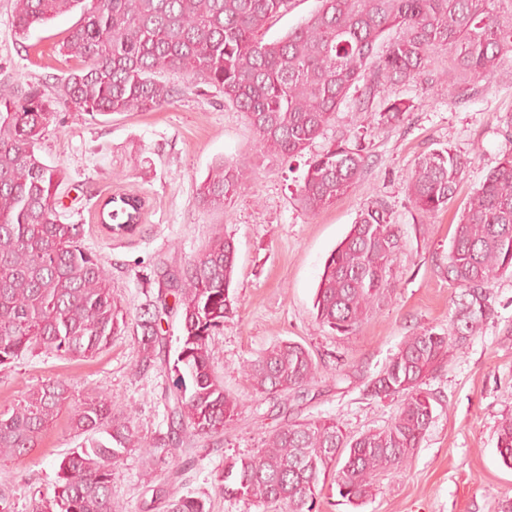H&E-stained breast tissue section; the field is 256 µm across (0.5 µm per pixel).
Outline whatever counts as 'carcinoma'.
Wrapping results in <instances>:
<instances>
[{
	"label": "carcinoma",
	"mask_w": 512,
	"mask_h": 512,
	"mask_svg": "<svg viewBox=\"0 0 512 512\" xmlns=\"http://www.w3.org/2000/svg\"><path fill=\"white\" fill-rule=\"evenodd\" d=\"M289 0H14L13 28L24 40L31 28L80 10L60 50L74 61L56 80L53 96L38 84L0 80V366L27 353L87 357L126 331L118 301L100 259L79 243L80 225L56 210L60 169L37 150L53 105L72 112H151L171 104L175 90L157 79L178 71L218 88L224 103L243 113L258 147L284 159L306 148L330 126L349 90L365 80L357 109L387 85L417 80L432 54H448L438 79L453 96L463 83L494 76L512 57V0H319L318 8L283 37L264 41L262 30ZM395 30L385 53L378 39ZM365 158L345 143L332 145L308 164L300 201L319 210L359 179ZM466 161L450 148L418 159L407 179L419 210L433 216L448 208L464 178ZM248 171L222 160L196 193L204 207L222 208L246 184ZM100 221L132 234L142 199L106 201ZM403 247L399 225L384 204L363 210L330 253L317 288L316 318L332 330L352 331L370 310L390 298L391 270ZM235 246L211 239L163 292L143 304L135 336L140 365L150 366L162 343V315L180 317L182 343L167 394L170 429L184 437L169 443L167 476L154 471L144 484L166 512H208L201 497L179 494L178 461L197 436L224 433L244 403L215 375L209 338L236 310L231 293ZM512 274V157L491 171L466 202L451 237L443 273L461 290L456 319L443 333L408 336L366 386L373 398H401L398 412L379 431L347 437L333 419L294 421L270 431L264 448L224 463V494L246 498L272 512H315L319 485L331 477L338 495L360 506L373 496L377 477L398 472L413 456L433 421L434 396L426 380L482 329L491 314L487 286ZM267 395L301 392L318 375L310 352L280 342L243 367ZM68 399V385L53 380L0 409V455L21 457L34 448ZM89 444L59 463L53 495L36 512H113L112 466L131 448L152 457L157 441L142 445L128 413L96 395L74 413ZM105 438L98 439L96 435ZM498 452L512 469V418L499 425Z\"/></svg>",
	"instance_id": "cac0c4a2"
}]
</instances>
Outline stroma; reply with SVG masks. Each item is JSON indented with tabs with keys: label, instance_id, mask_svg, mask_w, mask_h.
Returning a JSON list of instances; mask_svg holds the SVG:
<instances>
[{
	"label": "stroma",
	"instance_id": "35a3bbf8",
	"mask_svg": "<svg viewBox=\"0 0 512 512\" xmlns=\"http://www.w3.org/2000/svg\"><path fill=\"white\" fill-rule=\"evenodd\" d=\"M12 10V0H0V72L52 87L71 66L58 42L76 14L31 31L23 43L14 34ZM162 80L178 96L160 110L90 115L56 107L38 154L63 172L58 211L65 223L80 225L82 247L105 265L127 323L156 297L166 273L182 272L212 237L234 241L237 311L211 338L212 366L245 408L223 435L196 439L183 458L180 491L206 499L211 512H263L250 500L225 497L226 459L257 454L269 431L294 420L333 419L352 437L384 428L399 402L367 396L366 384L406 336L447 331L459 291L441 269L458 215L472 190L512 152L504 135L512 120V61L458 97L420 79L386 87L361 112L355 101L362 90L351 88L325 134L289 162L260 151L244 115L225 105L216 88L188 83L178 72ZM393 101L410 109L400 121L383 122L381 113ZM339 141L360 147L363 173L332 204L307 211L297 192L307 160ZM444 147L468 167L447 211L430 218L415 207L406 179L419 158ZM223 158L247 168L251 178L224 208L202 207L197 189ZM118 193L146 201L135 234L113 235L98 222L101 203ZM378 201L403 237L394 290L388 303L343 335L317 321L316 288L328 255L361 211ZM487 293L491 318L426 381L434 421L409 463L381 475L373 496L358 507L324 485L316 512H500L501 502L512 499V469L497 451L499 424L512 415V276L499 277ZM159 329L163 349L146 369L138 365L129 330L88 358L29 353L0 367V409L47 380L69 386L67 404L38 445L25 457L0 458L10 512H33L39 497L52 494L61 459L87 440L71 418L97 393L130 411L142 440L169 436L165 396L174 374L167 365L177 357L180 320L163 318ZM282 341L304 345L321 369L298 400L258 394L242 374L245 362ZM164 469L162 456L137 448L125 454L112 471L115 512H164L162 505L146 506L142 480L146 471Z\"/></svg>",
	"mask_w": 512,
	"mask_h": 512
}]
</instances>
